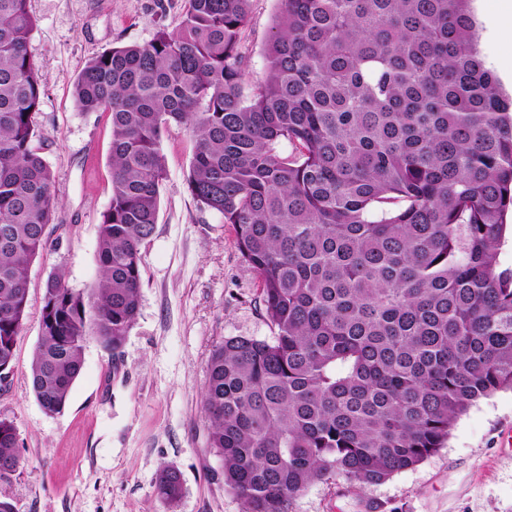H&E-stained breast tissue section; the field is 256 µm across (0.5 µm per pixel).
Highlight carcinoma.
<instances>
[{"label": "carcinoma", "mask_w": 512, "mask_h": 512, "mask_svg": "<svg viewBox=\"0 0 512 512\" xmlns=\"http://www.w3.org/2000/svg\"><path fill=\"white\" fill-rule=\"evenodd\" d=\"M469 2L278 0L250 84L252 0H186L177 29L91 59L73 97L111 118L112 199L98 280L44 285L29 377L43 411L65 408L87 337L117 352L136 322L172 122L195 140L188 189L233 226L275 329L227 338L207 363L209 446L245 512H288L329 478L379 484L512 389V269L498 261L512 100L478 56ZM33 28L27 0H0V375L56 206L36 144ZM19 465L17 429L0 419V482ZM155 488L176 501L179 472Z\"/></svg>", "instance_id": "1"}]
</instances>
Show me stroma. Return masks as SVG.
Here are the masks:
<instances>
[{
  "instance_id": "obj_1",
  "label": "stroma",
  "mask_w": 512,
  "mask_h": 512,
  "mask_svg": "<svg viewBox=\"0 0 512 512\" xmlns=\"http://www.w3.org/2000/svg\"><path fill=\"white\" fill-rule=\"evenodd\" d=\"M497 0H471L477 50L512 97V29ZM276 0H252L242 47L250 76L265 71ZM185 0H28L29 41L42 86L38 142L54 173L57 207L49 246L30 267L24 329L12 368L0 380V419L17 428L22 464L0 483L14 512H244L224 484L208 442L202 408L207 362L225 338L271 340L259 280L236 246L235 232L191 195L186 178L194 141L185 126L162 133L167 178L158 222L143 243L137 320L120 351L88 338L83 366L62 413L43 412L28 386L44 285L62 275L69 288L98 276V224L112 198L111 121L80 112L73 83L95 56L149 42L175 29ZM512 427V390L473 404L443 448L421 464L364 489L333 479L311 485L289 512H512V455L502 448ZM177 469L182 494L162 501V468Z\"/></svg>"
}]
</instances>
